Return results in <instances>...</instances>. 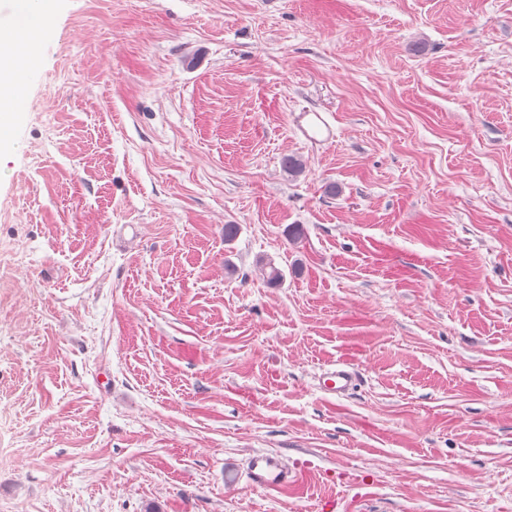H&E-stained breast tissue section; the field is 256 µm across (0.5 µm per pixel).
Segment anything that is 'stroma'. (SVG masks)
<instances>
[{"mask_svg": "<svg viewBox=\"0 0 512 512\" xmlns=\"http://www.w3.org/2000/svg\"><path fill=\"white\" fill-rule=\"evenodd\" d=\"M29 30L0 512H512V0H56ZM258 451L298 485L249 487ZM356 380L357 374L352 367L347 363H337L324 373L322 387L335 396H344L353 388Z\"/></svg>", "mask_w": 512, "mask_h": 512, "instance_id": "1", "label": "stroma"}]
</instances>
